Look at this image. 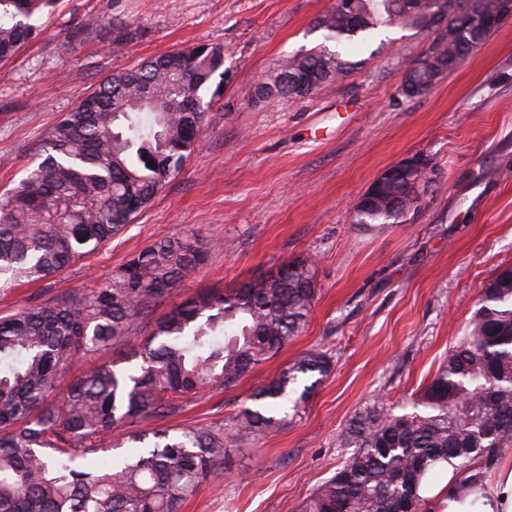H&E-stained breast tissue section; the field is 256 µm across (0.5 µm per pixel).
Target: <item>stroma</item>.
Returning <instances> with one entry per match:
<instances>
[{
    "label": "stroma",
    "mask_w": 512,
    "mask_h": 512,
    "mask_svg": "<svg viewBox=\"0 0 512 512\" xmlns=\"http://www.w3.org/2000/svg\"><path fill=\"white\" fill-rule=\"evenodd\" d=\"M336 0H57L36 37L0 61V191L21 179L47 130L113 72L165 50H224V94L182 170L123 230L60 274L0 287V317L70 294L90 295L153 241L195 230L208 257L127 340L198 292L225 291L302 255L317 299L301 335L239 382L178 400L135 430L230 422L302 353L333 367L299 416L277 432L225 438L222 479L183 512H295L350 458L337 437L375 404H407L464 335L480 290L512 266V23L425 95L406 69L431 39L399 29L343 50L351 67L309 99L260 101L285 57L322 46L318 19ZM430 156L438 177L404 223L353 227V204L388 166Z\"/></svg>",
    "instance_id": "35a3bbf8"
}]
</instances>
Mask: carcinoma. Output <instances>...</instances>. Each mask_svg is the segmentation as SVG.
Listing matches in <instances>:
<instances>
[{
  "label": "carcinoma",
  "instance_id": "obj_1",
  "mask_svg": "<svg viewBox=\"0 0 512 512\" xmlns=\"http://www.w3.org/2000/svg\"><path fill=\"white\" fill-rule=\"evenodd\" d=\"M55 0H0V60L33 37L31 18ZM319 28L336 46L283 59L259 86L265 99H305L346 72L340 49L398 26L430 34L432 13L469 11L455 20L456 39H434L430 52L453 70L488 34L497 0H346ZM223 50L199 45L161 53L110 75L49 129L16 185L0 195V277L44 279L95 252L132 223L179 173L194 149L205 113L223 94ZM310 74L304 92L293 78ZM210 93L209 101L204 94ZM400 210L357 209L359 230L400 224L414 208L415 183L401 176ZM199 234L155 241L89 296H60L0 318V512H181L202 482L220 479L229 449L224 425L128 431L140 419L176 411L174 400L207 386H229L276 356L302 332L316 288L313 261L300 256L241 288L197 295L154 325L129 352L134 369L104 361L69 380L49 400L69 366L126 341L148 313L203 264ZM331 369L308 351L256 391L254 405L230 424L235 438L284 426L314 385L300 382ZM412 411L373 406L355 414L340 445L353 453L313 490L298 512H418L426 480L452 467L468 473L469 493L484 479L476 461L512 447V266L484 284L459 344L434 378L411 397ZM111 463L88 457L114 449Z\"/></svg>",
  "mask_w": 512,
  "mask_h": 512
}]
</instances>
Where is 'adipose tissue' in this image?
I'll use <instances>...</instances> for the list:
<instances>
[{
    "mask_svg": "<svg viewBox=\"0 0 512 512\" xmlns=\"http://www.w3.org/2000/svg\"><path fill=\"white\" fill-rule=\"evenodd\" d=\"M460 480L449 469L438 480L422 485L420 494L431 512H512V451L493 458L474 492L458 494Z\"/></svg>",
    "mask_w": 512,
    "mask_h": 512,
    "instance_id": "1",
    "label": "adipose tissue"
}]
</instances>
